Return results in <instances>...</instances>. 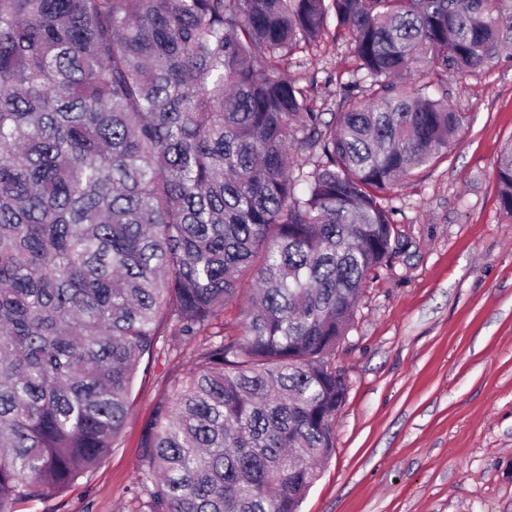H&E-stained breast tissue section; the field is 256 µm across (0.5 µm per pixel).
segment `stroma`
I'll return each instance as SVG.
<instances>
[{
    "label": "stroma",
    "mask_w": 512,
    "mask_h": 512,
    "mask_svg": "<svg viewBox=\"0 0 512 512\" xmlns=\"http://www.w3.org/2000/svg\"><path fill=\"white\" fill-rule=\"evenodd\" d=\"M349 68L348 41L330 34L288 73L327 109ZM441 80L463 124L444 156L388 195L397 248L336 350L348 384L336 448L301 512H512V219L494 175L512 142V59ZM198 346L160 337L111 452L16 512H140L141 426Z\"/></svg>",
    "instance_id": "obj_1"
}]
</instances>
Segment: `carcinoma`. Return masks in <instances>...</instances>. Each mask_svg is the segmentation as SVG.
<instances>
[{
  "label": "carcinoma",
  "instance_id": "cac0c4a2",
  "mask_svg": "<svg viewBox=\"0 0 512 512\" xmlns=\"http://www.w3.org/2000/svg\"><path fill=\"white\" fill-rule=\"evenodd\" d=\"M332 17L362 79L327 120L288 61ZM503 54L512 0H0V512L93 468L164 329L242 297L142 427V512H299L385 194L461 127L427 76ZM496 179L512 217V145Z\"/></svg>",
  "mask_w": 512,
  "mask_h": 512
}]
</instances>
